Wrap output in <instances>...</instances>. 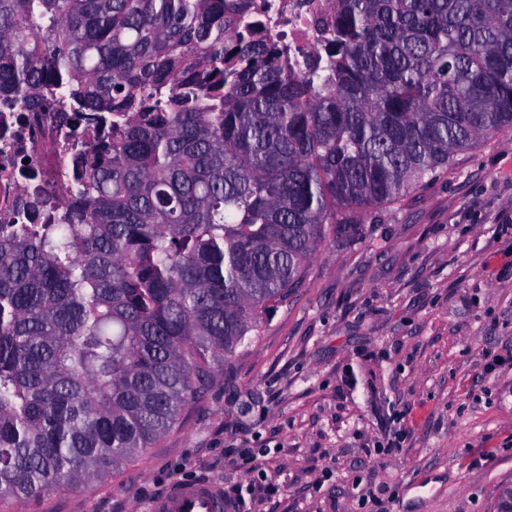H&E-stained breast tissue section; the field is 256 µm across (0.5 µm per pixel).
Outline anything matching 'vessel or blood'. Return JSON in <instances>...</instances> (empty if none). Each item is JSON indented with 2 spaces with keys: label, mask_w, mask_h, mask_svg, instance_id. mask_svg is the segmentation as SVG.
I'll return each mask as SVG.
<instances>
[{
  "label": "vessel or blood",
  "mask_w": 512,
  "mask_h": 512,
  "mask_svg": "<svg viewBox=\"0 0 512 512\" xmlns=\"http://www.w3.org/2000/svg\"><path fill=\"white\" fill-rule=\"evenodd\" d=\"M223 487L200 479L175 483L149 504V512H229Z\"/></svg>",
  "instance_id": "obj_1"
}]
</instances>
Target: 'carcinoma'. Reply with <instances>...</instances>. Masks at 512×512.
<instances>
[{
    "instance_id": "carcinoma-1",
    "label": "carcinoma",
    "mask_w": 512,
    "mask_h": 512,
    "mask_svg": "<svg viewBox=\"0 0 512 512\" xmlns=\"http://www.w3.org/2000/svg\"><path fill=\"white\" fill-rule=\"evenodd\" d=\"M0 0V100L112 115L56 224L0 223V503L105 480L194 406L327 237L512 130V0ZM329 0H250L251 20L262 19L270 35L291 51H314L320 23L330 20Z\"/></svg>"
}]
</instances>
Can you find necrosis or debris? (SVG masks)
<instances>
[{"mask_svg": "<svg viewBox=\"0 0 512 512\" xmlns=\"http://www.w3.org/2000/svg\"><path fill=\"white\" fill-rule=\"evenodd\" d=\"M249 13L288 49L311 52L333 11L328 0H250ZM61 121V113L29 112L20 103L0 108V219L39 197L57 206L72 201L63 160L93 146L101 131L91 120L68 134Z\"/></svg>", "mask_w": 512, "mask_h": 512, "instance_id": "4bbe7bcc", "label": "necrosis or debris"}]
</instances>
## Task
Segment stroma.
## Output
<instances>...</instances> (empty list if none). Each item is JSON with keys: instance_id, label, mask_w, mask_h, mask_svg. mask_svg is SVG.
I'll use <instances>...</instances> for the list:
<instances>
[{"instance_id": "obj_1", "label": "stroma", "mask_w": 512, "mask_h": 512, "mask_svg": "<svg viewBox=\"0 0 512 512\" xmlns=\"http://www.w3.org/2000/svg\"><path fill=\"white\" fill-rule=\"evenodd\" d=\"M200 478L235 512H495L512 484V133L320 246L117 476L0 512H149Z\"/></svg>"}]
</instances>
